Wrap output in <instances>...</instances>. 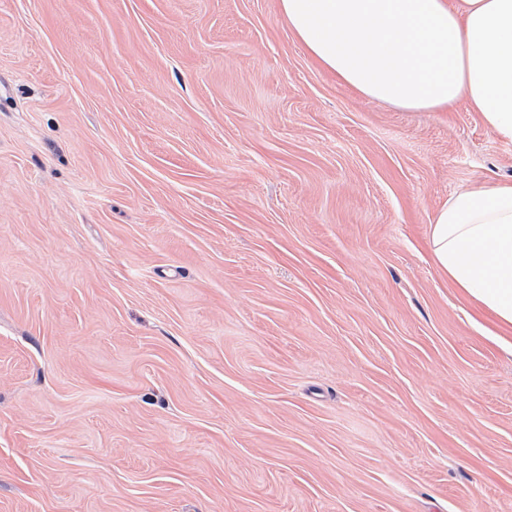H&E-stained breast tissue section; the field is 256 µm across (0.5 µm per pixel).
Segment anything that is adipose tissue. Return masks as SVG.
<instances>
[{
  "mask_svg": "<svg viewBox=\"0 0 512 512\" xmlns=\"http://www.w3.org/2000/svg\"><path fill=\"white\" fill-rule=\"evenodd\" d=\"M313 61L404 109L459 100L512 142V0H279ZM431 253L499 326L512 329V183L454 195L433 215Z\"/></svg>",
  "mask_w": 512,
  "mask_h": 512,
  "instance_id": "1",
  "label": "adipose tissue"
}]
</instances>
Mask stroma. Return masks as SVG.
Here are the masks:
<instances>
[{
	"mask_svg": "<svg viewBox=\"0 0 512 512\" xmlns=\"http://www.w3.org/2000/svg\"><path fill=\"white\" fill-rule=\"evenodd\" d=\"M505 182L278 0H0V512H512V352L429 242Z\"/></svg>",
	"mask_w": 512,
	"mask_h": 512,
	"instance_id": "35a3bbf8",
	"label": "stroma"
}]
</instances>
